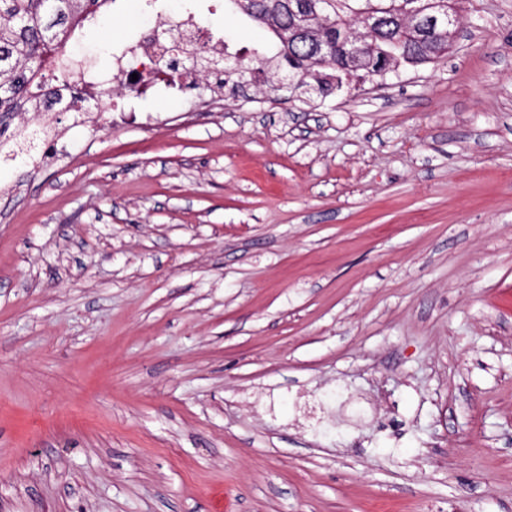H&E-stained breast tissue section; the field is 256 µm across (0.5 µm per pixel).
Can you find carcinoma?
<instances>
[{
  "label": "carcinoma",
  "instance_id": "carcinoma-1",
  "mask_svg": "<svg viewBox=\"0 0 512 512\" xmlns=\"http://www.w3.org/2000/svg\"><path fill=\"white\" fill-rule=\"evenodd\" d=\"M116 0H0V138L6 118L14 112H38L42 103L36 91L49 80H66L75 66L65 46L71 34L87 23L94 24L103 8ZM232 14L268 27L278 40L279 55L288 64V75L299 78L314 67L315 51L308 41H287L284 33L292 15L282 0H225ZM414 0H305L307 13L325 38L327 68L337 85L355 77L360 81L384 79L401 65H418L448 55V33L431 24L433 4L459 10L460 0H421L420 15L407 19ZM385 11L393 16L390 27L372 40L364 67H352L354 44L336 41V28L367 12Z\"/></svg>",
  "mask_w": 512,
  "mask_h": 512
}]
</instances>
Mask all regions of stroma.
<instances>
[{"mask_svg":"<svg viewBox=\"0 0 512 512\" xmlns=\"http://www.w3.org/2000/svg\"><path fill=\"white\" fill-rule=\"evenodd\" d=\"M173 10L246 93L114 84L0 161V512H512V0L308 105L271 32Z\"/></svg>","mask_w":512,"mask_h":512,"instance_id":"stroma-1","label":"stroma"}]
</instances>
